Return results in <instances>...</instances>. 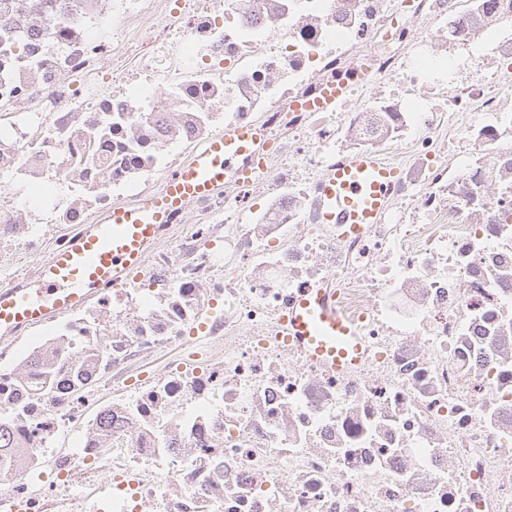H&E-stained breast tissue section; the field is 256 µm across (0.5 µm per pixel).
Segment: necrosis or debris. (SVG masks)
<instances>
[{"mask_svg": "<svg viewBox=\"0 0 512 512\" xmlns=\"http://www.w3.org/2000/svg\"><path fill=\"white\" fill-rule=\"evenodd\" d=\"M230 126L124 283L0 332V512H512V0H0V286ZM307 288L356 364L283 336ZM396 173L393 167L369 156L358 157L331 171L323 182L325 220L348 224L350 232H359L361 224H374Z\"/></svg>", "mask_w": 512, "mask_h": 512, "instance_id": "necrosis-or-debris-1", "label": "necrosis or debris"}]
</instances>
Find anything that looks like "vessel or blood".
<instances>
[{
  "label": "vessel or blood",
  "mask_w": 512,
  "mask_h": 512,
  "mask_svg": "<svg viewBox=\"0 0 512 512\" xmlns=\"http://www.w3.org/2000/svg\"><path fill=\"white\" fill-rule=\"evenodd\" d=\"M260 137L256 129H225L177 175L165 178L143 208L112 212L105 221L91 225L56 250L44 264L35 287H0V330L39 325L83 303L98 286L123 283L170 212L187 200L223 188L225 157L246 150ZM395 177L393 167L369 156L331 171L323 182L326 220L347 225L352 232L375 223ZM284 326L287 335L306 345L311 357L347 366L343 343L354 339L356 332L330 305L323 289L305 290Z\"/></svg>",
  "instance_id": "vessel-or-blood-1"
}]
</instances>
